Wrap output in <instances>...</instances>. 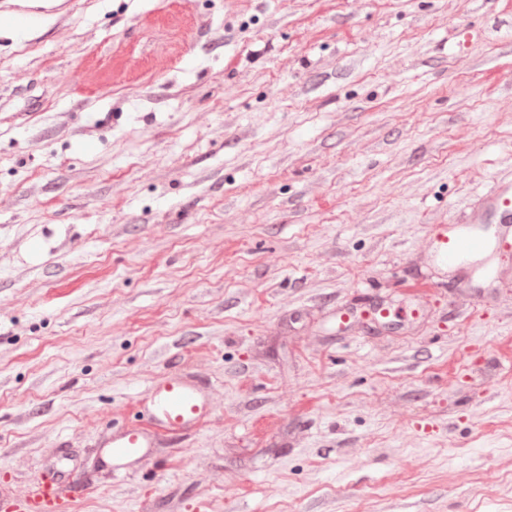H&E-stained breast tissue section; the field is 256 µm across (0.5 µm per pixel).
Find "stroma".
<instances>
[{
	"label": "stroma",
	"mask_w": 512,
	"mask_h": 512,
	"mask_svg": "<svg viewBox=\"0 0 512 512\" xmlns=\"http://www.w3.org/2000/svg\"><path fill=\"white\" fill-rule=\"evenodd\" d=\"M1 15L0 498L512 512V255L428 260L512 179V0ZM178 371L212 419L112 478L97 442Z\"/></svg>",
	"instance_id": "1"
}]
</instances>
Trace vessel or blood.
<instances>
[{
	"mask_svg": "<svg viewBox=\"0 0 512 512\" xmlns=\"http://www.w3.org/2000/svg\"><path fill=\"white\" fill-rule=\"evenodd\" d=\"M432 256L444 270L467 259L489 272V261L512 253V185L494 184L487 193V206L473 221L440 225L433 231ZM144 412L138 424L112 435L101 446L104 463L113 477L122 476L130 464L150 457L164 439L200 429L212 417L209 392L194 380L166 377L148 388ZM68 505L48 484L38 493L0 501V512H67Z\"/></svg>",
	"mask_w": 512,
	"mask_h": 512,
	"instance_id": "obj_1",
	"label": "vessel or blood"
}]
</instances>
